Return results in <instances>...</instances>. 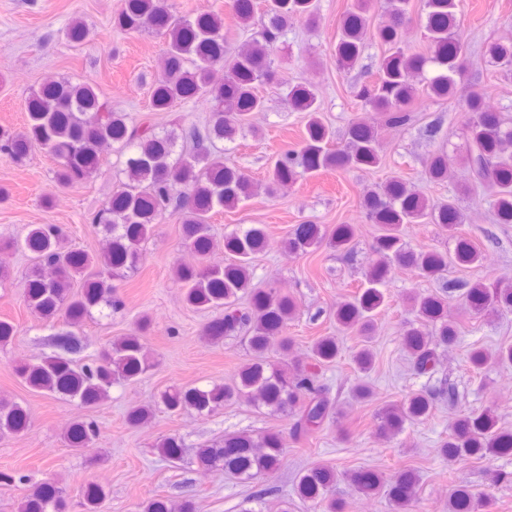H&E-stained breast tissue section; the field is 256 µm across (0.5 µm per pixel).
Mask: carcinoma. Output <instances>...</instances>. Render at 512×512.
Returning a JSON list of instances; mask_svg holds the SVG:
<instances>
[{"instance_id": "obj_1", "label": "carcinoma", "mask_w": 512, "mask_h": 512, "mask_svg": "<svg viewBox=\"0 0 512 512\" xmlns=\"http://www.w3.org/2000/svg\"><path fill=\"white\" fill-rule=\"evenodd\" d=\"M372 0H352L338 22L336 66L353 69L367 43L376 40L386 47L373 78L361 85L357 97L364 110L382 116L390 126L413 121V104L420 91L430 99H450L458 94L461 78L471 62L459 31L464 0H423L415 15L409 0H385L387 20L373 26L369 16ZM240 30L247 32L257 11L264 24L237 51L224 49V19L210 11L183 18L169 0H124L113 25L127 34L152 33L163 39L161 75L149 87L151 109L167 112L175 104L193 102L209 112L207 123L185 130L188 152H176V138L148 124L130 125L126 115L114 112L96 89L85 82L60 79L42 85L26 101L28 121L21 131L0 127V153L23 165L35 149L47 151L56 161L55 181L65 187L87 183L100 165V146L108 140L125 156V180L97 212L95 226L107 241L104 251L91 254L64 245L66 228L60 224H33L24 238L0 240V250L15 247L31 254L23 297L27 307L47 324L62 323L64 329L51 337L52 352L14 368L28 387L58 395L78 406L93 407L109 396L115 385L139 379L154 367L147 349L150 321L142 318L127 335L114 340L88 363L75 358L81 345L73 329L84 324L93 311L103 312L121 304L115 280L135 271L142 259L141 246L154 232L163 215H181L182 243L193 249L195 264L175 265V279L182 285L184 301L197 309L222 307L224 313L209 322L202 338L218 343L234 333H245L251 358L232 382L207 386L170 385L150 404L130 407L125 420L139 427L150 420L155 407L172 414L210 416L233 400H244L273 416L290 418L289 436L306 438L319 430L335 407L318 382V369L336 362L341 349L334 336H322L307 355H294V341L286 336L288 321L296 313V300L275 288H256L251 265L256 254L269 244L266 226L240 225L224 234L223 244L211 233L212 219L224 210L239 207L258 191L275 197L281 189L305 176L326 170L376 169L382 164L378 131L372 118L352 121L344 142L335 143L334 132L320 117L318 90L311 84L288 85V107L307 117L300 145L277 154L262 183L243 168L224 161V150L216 143L236 139L253 129L252 114L265 110L258 85L268 81L285 83L276 64V44L293 22H314L315 0H228ZM414 21L424 30L428 43L424 53L407 49L400 40L401 28ZM484 63L512 76V39L487 44ZM490 87L474 84L460 98L466 128L467 148L451 155L444 147L429 157L425 179L455 181V191L446 198H430L411 189L405 179L392 176L362 192L366 218L380 226L368 263L357 289L336 303L337 328L361 338L353 354L358 380L352 399L365 402L371 396L366 377L374 364L372 342L376 316L387 305L386 288L395 267H410L441 284V291L410 293L404 302L414 314L402 334V346L410 355L417 375L434 378L438 351L456 343L460 324L448 321V273L470 268L481 260L479 250L459 236L453 250L414 247L405 238L409 224H436L443 232H456L466 222L461 197L482 189L491 199L496 222L512 224V119L490 109ZM355 236L352 224L328 228L302 224L284 245L307 253L328 247L349 252ZM224 250V262L210 261L216 248ZM462 298L475 315L512 313V283H463ZM274 350L291 357L288 363L272 359ZM468 363L480 371L490 361L512 365V345L501 346L494 355L473 347ZM448 399L457 404L458 392L445 379L387 405L380 412L381 434L392 439L407 426L429 417L434 402ZM30 425L27 409L0 398V440L25 432ZM93 420L71 423L66 437L72 448H87L99 436ZM183 444L176 435L156 444L160 457L174 462L182 457ZM441 461L450 465L463 459L512 455V431L498 426L489 409L472 410L452 417L448 439L436 449ZM284 457L282 433L269 432L259 438L248 433L224 438L197 448L195 460L204 470H221L242 482L256 480L279 468ZM338 473L326 464L306 469L296 483V494L313 502L322 512H347V504L333 496ZM350 481L355 494L383 496L393 512H411L416 502L419 475L403 469L387 480L375 472H354ZM83 512H102L108 496L105 487L80 485ZM482 500L459 486L448 496V512H481ZM18 512H67L66 491L52 477L28 486ZM142 512H195V503L178 504L156 495L142 505Z\"/></svg>"}]
</instances>
